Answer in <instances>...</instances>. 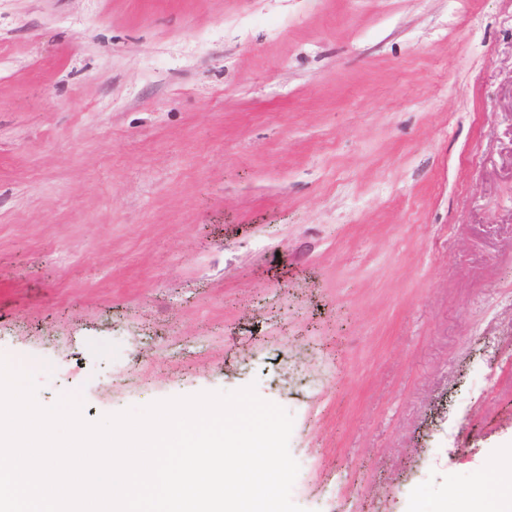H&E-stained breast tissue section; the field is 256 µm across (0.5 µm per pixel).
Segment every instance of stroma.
<instances>
[{"label":"stroma","instance_id":"stroma-1","mask_svg":"<svg viewBox=\"0 0 512 512\" xmlns=\"http://www.w3.org/2000/svg\"><path fill=\"white\" fill-rule=\"evenodd\" d=\"M0 356L86 419L255 385L304 512L512 470V0H0Z\"/></svg>","mask_w":512,"mask_h":512}]
</instances>
